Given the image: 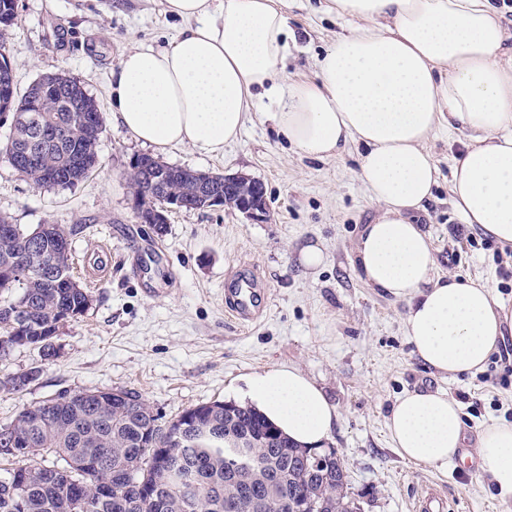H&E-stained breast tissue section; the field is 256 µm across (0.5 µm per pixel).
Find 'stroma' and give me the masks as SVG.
Returning a JSON list of instances; mask_svg holds the SVG:
<instances>
[{
	"label": "stroma",
	"instance_id": "1",
	"mask_svg": "<svg viewBox=\"0 0 512 512\" xmlns=\"http://www.w3.org/2000/svg\"><path fill=\"white\" fill-rule=\"evenodd\" d=\"M288 16L295 40L283 78L314 79L317 57L351 21L325 14L319 0H291ZM180 28L163 0H19L6 48L18 90L46 72L80 79L100 105L103 133L96 167L69 188H36L0 158V214L29 227L81 225L71 241L75 273L93 295L87 314L60 325L53 356L19 348L0 358V378L41 369L23 391L0 393V424L23 407L89 389L137 391L168 421L200 404L238 400L250 376L293 367L337 410L328 445L343 458L352 488L365 493V512H409L414 492L432 486L450 492L453 512H512V494L496 490L476 457L436 468L393 448L385 419L402 394L445 390L472 437L485 425L512 423V382L494 386L481 372L448 378L426 368L407 341L404 302L362 278L355 246L379 207L359 178L361 145L307 157L278 136L269 117L275 103L258 97L223 156L172 147L161 159L260 181L265 222L227 207L169 212L161 235L139 222L126 172L145 149L113 122L109 85L124 52L142 42L166 46ZM464 139L463 130L443 126L427 142L441 176L411 218L431 234L440 274L483 277L512 306V277L501 276L495 257L499 244L462 227L450 203L446 172ZM309 245L325 254L315 269L301 263ZM99 252L110 271L87 279ZM243 265L257 270L268 298L264 314L246 326L224 312V279Z\"/></svg>",
	"mask_w": 512,
	"mask_h": 512
}]
</instances>
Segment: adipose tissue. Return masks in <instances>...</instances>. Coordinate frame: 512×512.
Instances as JSON below:
<instances>
[{
  "label": "adipose tissue",
  "mask_w": 512,
  "mask_h": 512,
  "mask_svg": "<svg viewBox=\"0 0 512 512\" xmlns=\"http://www.w3.org/2000/svg\"><path fill=\"white\" fill-rule=\"evenodd\" d=\"M326 10L355 26L317 59L315 80L284 87L287 0H165L184 27L164 48L122 56L113 117L154 150L219 156L263 90L277 102L279 135L306 156L362 145L359 176L381 210L356 244L367 284L405 302L406 336L425 366L451 378L480 372L503 344L512 308L482 279L439 275L432 239L409 214L438 182L424 142L459 125L466 142L450 167L453 207L512 248V34L490 0H329ZM244 396L316 450L337 421L323 390L295 368L252 376ZM386 427L396 452L425 466L447 465L466 446L460 407L441 390L400 397ZM475 445L495 488L512 492V424L483 427Z\"/></svg>",
  "instance_id": "obj_1"
}]
</instances>
